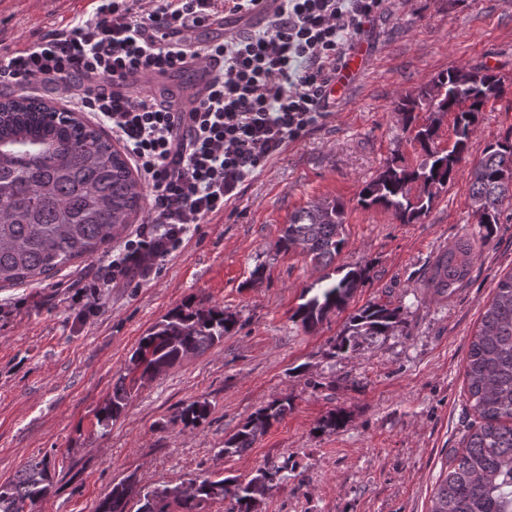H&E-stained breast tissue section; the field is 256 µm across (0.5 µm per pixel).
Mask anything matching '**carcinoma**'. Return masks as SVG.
I'll return each mask as SVG.
<instances>
[{
  "label": "carcinoma",
  "mask_w": 512,
  "mask_h": 512,
  "mask_svg": "<svg viewBox=\"0 0 512 512\" xmlns=\"http://www.w3.org/2000/svg\"><path fill=\"white\" fill-rule=\"evenodd\" d=\"M502 78L487 68L468 73L448 69L396 105L403 131L419 144L418 166L388 159L359 192L367 208L392 211L402 224L421 220L455 179L476 127L477 117ZM455 114V139L440 151L436 122L416 123V112ZM470 199L479 227L499 223L501 208L512 200V140L490 143L469 170ZM144 189L127 158L95 125L40 97L0 100V288L49 278L106 248L142 209ZM345 245L344 208L336 201L313 203L295 211L278 242L285 252L300 251L322 268L320 291L301 303L292 318L307 331L332 312L346 308L369 279V268L336 264ZM476 258L473 239L461 238L439 253L422 286L447 297L466 280ZM337 278H332V275ZM402 323L400 309L369 303L348 316L332 354L356 352L361 339L385 336ZM235 325L215 307L185 305L168 312L143 336L131 355L127 374L112 387L99 411L102 425L119 417L130 388L149 381L189 356L222 342ZM476 424L460 448L447 456L448 472L432 495L429 512H512V272L499 280L469 346L465 371ZM290 410L286 398L252 413L224 440L218 454L230 456L253 447L258 437ZM209 404L192 400L177 408L174 420L199 427ZM288 460L270 462L242 482L232 478H189L174 486L137 488L133 477L112 483L93 512H171L176 504L193 512L208 500L232 501L230 512H258L267 493L287 477ZM54 488L50 462L33 459L0 483V512H39ZM138 508H129L131 501Z\"/></svg>",
  "instance_id": "obj_1"
}]
</instances>
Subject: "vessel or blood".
<instances>
[{
  "label": "vessel or blood",
  "instance_id": "obj_1",
  "mask_svg": "<svg viewBox=\"0 0 512 512\" xmlns=\"http://www.w3.org/2000/svg\"><path fill=\"white\" fill-rule=\"evenodd\" d=\"M275 7L274 0H261L260 6L255 11L243 15H220L210 20V28L220 30L222 36H230L238 33L247 26H259L265 15L272 12ZM363 48H356L351 54L347 67L343 70L340 79L334 86L335 95H343L351 78L366 64ZM191 78L189 82L181 86L174 87L169 83L170 76L166 73H148L139 74L122 81L114 82L112 88L114 91L123 94H138L150 91L153 93H163L172 99L177 105L179 111H190L197 99L206 94L207 87L211 81L212 74L210 69L200 64L192 65L189 69Z\"/></svg>",
  "mask_w": 512,
  "mask_h": 512
}]
</instances>
